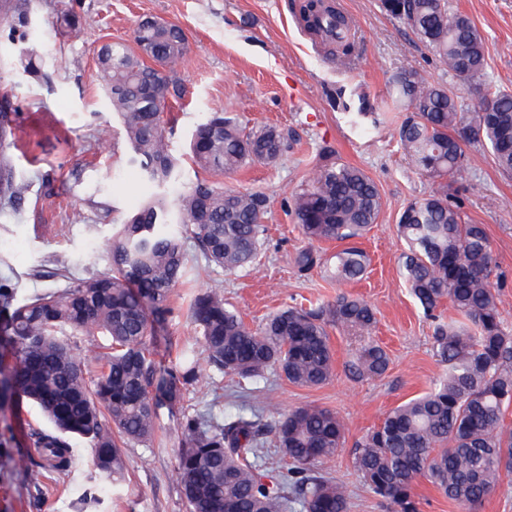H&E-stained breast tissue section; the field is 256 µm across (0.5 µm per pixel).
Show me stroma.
I'll return each mask as SVG.
<instances>
[{
	"label": "stroma",
	"instance_id": "obj_1",
	"mask_svg": "<svg viewBox=\"0 0 512 512\" xmlns=\"http://www.w3.org/2000/svg\"><path fill=\"white\" fill-rule=\"evenodd\" d=\"M336 2L352 19L360 43L358 56L346 66L336 64L300 28L295 0H10L16 27L0 29V100L8 99L16 111L17 146L9 156L27 190L17 201L0 197V279L15 283L27 297L106 266L105 240L112 226L140 208L156 187L129 163V146L101 94L97 51L111 40L132 41L146 17L181 26L188 43L177 67L183 93L167 108L174 126L168 145L182 159L179 184L196 179L186 158L188 136L206 113L237 114L250 129L273 125L289 139L275 165L255 163L223 177L227 188L268 198V243L259 271L225 272L207 263L193 240H185L186 280L175 288L174 315L159 331V354L173 362L177 345L198 339L187 311L201 289L223 290L225 302L254 328L281 308L325 304L343 292L367 301L377 318L371 337L389 356L384 375L352 376L348 367L362 341L333 327L335 371L324 385L298 386L272 369L235 389L229 377L207 366L185 405L221 419L251 414L261 399L270 422L305 405L337 413L347 426L345 443L319 473L346 486L350 512H390L354 472V443L387 411L427 391L444 370L433 354V322L400 273L399 216L435 185L400 148L404 115L390 100V81L400 70L413 69L461 90L432 50L402 20L383 12L379 0ZM66 8L76 17L74 26L58 23ZM448 10L467 15L484 37V81L512 91V0H448ZM30 46L38 55L32 74L23 62ZM339 88L366 95L376 107L374 116L353 122L332 101ZM327 146L340 161L362 168L383 201L376 224L361 240L371 259L368 273L345 287L317 270L299 275L293 265L295 253L309 242L290 208L291 195L319 165ZM468 157L464 177L448 190L468 220L486 228L502 282L499 309L512 328V177L497 170L489 153L472 150ZM58 254L71 258L68 277L56 270ZM45 425L31 405L16 416L0 413V434L11 433L19 454L29 450L31 429ZM72 446L77 465L70 476L51 475L36 487L0 459V512H37L36 500L43 503L38 512H187L175 469L178 434L168 414H161L153 444L124 449L125 475L110 488L97 489L85 441L73 440Z\"/></svg>",
	"mask_w": 512,
	"mask_h": 512
}]
</instances>
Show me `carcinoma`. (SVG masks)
Here are the masks:
<instances>
[{
	"label": "carcinoma",
	"mask_w": 512,
	"mask_h": 512,
	"mask_svg": "<svg viewBox=\"0 0 512 512\" xmlns=\"http://www.w3.org/2000/svg\"><path fill=\"white\" fill-rule=\"evenodd\" d=\"M380 6L403 16L462 86L483 76L484 39L468 17L448 11L447 0H380ZM306 8L299 15L304 28L348 58L352 44L340 35L349 30L344 17L330 7L307 18ZM140 43L170 74L185 45L177 30L162 25L136 29L131 45L108 42L98 51L104 98L130 147L129 163L159 191L108 239V270L21 300L0 281V346L14 358L0 366V410L31 402L53 427L29 433L38 459L15 457L8 438L0 439V456L12 458L35 486L48 473L72 471L71 439L80 438L91 450V473L106 486L123 469L121 448L152 442L165 410L181 434L176 469L189 512H285L284 488L266 483L259 469L269 434L304 512H349L344 486L315 473L345 442V424L335 412L301 406L272 425L241 415L220 423L184 407L201 376L194 347L180 348L171 365L157 359L156 327L173 317L172 293L184 277L182 239L195 240L205 259L226 271L259 270L268 200L260 192L227 189L218 177L254 162L276 164L286 137L275 127L248 130L231 114L211 112L189 143L204 176L174 194L164 190L180 162L168 148L159 105L180 90L171 77L158 82L135 50ZM392 84L407 111L398 131L401 148L439 184L434 194L405 207L398 232L405 243L404 283L435 322L434 353L446 370L429 391L391 409L355 442L352 465L391 512H421L414 492L420 478L476 512L512 474V430L503 420L512 402V331L498 307V265L486 229L466 221L450 200L448 178L463 168L466 146L489 152L498 170L512 176V93L484 83L477 109L466 112L456 92L414 70L398 72ZM149 85L156 86L151 97L145 95ZM13 123L12 113L0 112V195L10 200L26 192L8 158ZM334 156L333 149L324 150L323 163L292 195L291 207L309 241L344 246L327 259L302 249L294 266L304 275L320 268L344 283L367 272L370 257L358 240L377 222L383 201L364 170ZM444 298L456 311L446 321L435 314ZM189 314L208 365L241 380L274 368L305 387L320 386L333 374L329 327L364 336L377 322L368 302L345 293L317 308H285L256 330L226 307L216 289L197 293ZM68 336L82 337L84 345L71 344ZM388 366L385 350L371 343L351 368L359 377H380Z\"/></svg>",
	"instance_id": "carcinoma-1"
}]
</instances>
